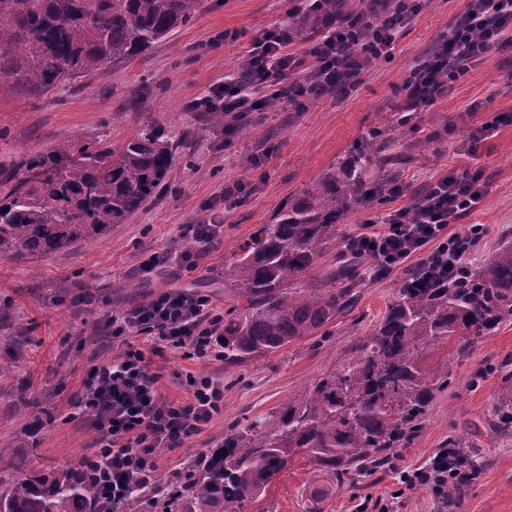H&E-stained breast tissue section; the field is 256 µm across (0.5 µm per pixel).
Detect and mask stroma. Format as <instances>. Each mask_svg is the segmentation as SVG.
Masks as SVG:
<instances>
[{"mask_svg":"<svg viewBox=\"0 0 512 512\" xmlns=\"http://www.w3.org/2000/svg\"><path fill=\"white\" fill-rule=\"evenodd\" d=\"M298 2L203 0L188 23L106 74L62 83L39 97L0 83V172L14 170L24 155L51 151L64 138L117 145L148 124L173 141L176 156L155 195L103 236L24 263L0 260V364L9 368L0 376V448L8 457L0 463L1 479L49 474L91 453L94 416L78 403L92 368L121 350L112 340V315L172 289L210 295L217 313H224L236 300L224 290L225 259L260 225L272 223L288 197L372 131H381L383 153L403 193L349 213L336 242L305 275L308 287H331L345 244L365 233L370 221L410 206L428 181L466 168L483 170L487 180L480 208L466 218L483 228L474 263L512 240V43L493 47L433 103L407 123L396 122L416 61L430 54L468 0H418L391 54L365 68L353 87L315 99L285 98L276 110L251 113L253 133L213 126L206 113L188 111L191 101L237 74L267 30L288 33L286 52L311 59V42L291 31L289 11ZM502 114L508 122L477 144L474 155L462 154L471 131ZM236 183L243 189L225 203L224 235L198 275L175 277L169 264L143 270L151 254L182 249L180 225L208 219L215 196ZM418 262L414 256L380 279L361 280L353 306L325 334L277 352L237 366L178 352L156 358L161 398L186 399L189 374L224 383L223 406L205 431L183 447L160 450V480L180 472L228 426L250 427L332 371L380 323ZM456 349L448 342L424 356L425 367L447 368L449 384L391 466L336 484L295 456L272 483L264 508L356 512L363 504L367 512H512V432L494 426L496 396L512 385V322L479 338L465 357ZM453 434L466 440L480 462L458 501L449 502L429 484L401 483V471L425 466Z\"/></svg>","mask_w":512,"mask_h":512,"instance_id":"stroma-1","label":"stroma"}]
</instances>
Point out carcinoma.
I'll return each instance as SVG.
<instances>
[{"label":"carcinoma","instance_id":"obj_1","mask_svg":"<svg viewBox=\"0 0 512 512\" xmlns=\"http://www.w3.org/2000/svg\"><path fill=\"white\" fill-rule=\"evenodd\" d=\"M201 0H0V80L41 95L66 81L126 64L187 23ZM358 19L346 0H310L293 23L313 37L336 21ZM174 161L173 148L147 125L112 147L61 140L21 158L0 200V258L15 262L63 250L122 224L154 196ZM387 159L365 141L288 200L272 224L224 261V287L247 305L224 313V363L242 364L316 335L354 301L363 260L342 254L343 288H303L343 219L374 190L371 170ZM512 320V241L483 264L440 288L398 289L371 336L337 367L265 418L237 430L188 465L187 478L144 512H252L300 454L340 483L392 463L422 427L429 405L448 386V369L426 368L423 350L450 339L463 356L474 340ZM495 417L512 429V388L497 395ZM448 460L475 469L463 439H448ZM0 512H112L83 463L6 483Z\"/></svg>","mask_w":512,"mask_h":512}]
</instances>
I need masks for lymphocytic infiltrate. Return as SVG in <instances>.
Returning <instances> with one entry per match:
<instances>
[{"instance_id":"1","label":"lymphocytic infiltrate","mask_w":512,"mask_h":512,"mask_svg":"<svg viewBox=\"0 0 512 512\" xmlns=\"http://www.w3.org/2000/svg\"><path fill=\"white\" fill-rule=\"evenodd\" d=\"M409 13H393L380 23L363 19L361 27H337L332 39L315 50L319 75L332 86L344 84L345 51L351 41L363 37L372 45L371 59L388 55ZM512 40V0H469L466 11L440 38L430 59L419 63L408 82L421 90L438 77L456 81L472 63L495 44ZM284 34L267 31L249 54L255 72L253 83L235 81L213 87L191 102L196 112L224 110L244 115L259 110L258 86L271 77L286 76L293 69L283 50ZM482 170H464L432 182L412 206L389 213L378 228L354 237L351 248L361 251L372 277H382L412 255L426 252L434 275L443 277L465 266L467 251L456 248L457 236L448 227L475 212L485 194ZM224 232V219L212 214L200 224L180 228L188 248L159 255L161 263H174L177 273L194 272ZM112 337L123 344L112 361L95 368L84 383L81 399L95 413V449L90 461L112 473L113 512H126L134 493L151 492L157 483V451L179 448L204 431L221 410L224 387L210 377L187 376V400L169 402L159 397V373L153 372L154 357L165 351H182L184 357L224 358V318L216 313L210 296L189 289L159 293L145 304L113 315ZM144 338L143 345L130 342V335Z\"/></svg>"}]
</instances>
